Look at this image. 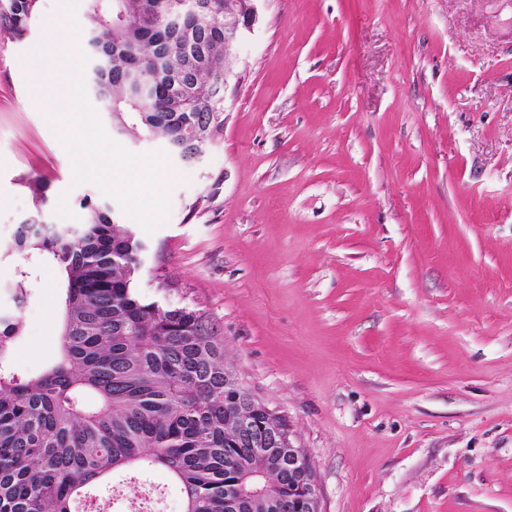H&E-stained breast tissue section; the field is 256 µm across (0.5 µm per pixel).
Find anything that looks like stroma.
Wrapping results in <instances>:
<instances>
[{
    "label": "stroma",
    "instance_id": "35a3bbf8",
    "mask_svg": "<svg viewBox=\"0 0 512 512\" xmlns=\"http://www.w3.org/2000/svg\"><path fill=\"white\" fill-rule=\"evenodd\" d=\"M58 0H42L43 20ZM224 134L167 157L147 246L174 303L288 421L323 512H512V0H260ZM0 42V310L41 176L80 224L72 157ZM14 365L58 354L62 278L34 268Z\"/></svg>",
    "mask_w": 512,
    "mask_h": 512
}]
</instances>
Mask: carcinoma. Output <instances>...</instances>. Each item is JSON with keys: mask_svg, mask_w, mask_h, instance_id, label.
Listing matches in <instances>:
<instances>
[{"mask_svg": "<svg viewBox=\"0 0 512 512\" xmlns=\"http://www.w3.org/2000/svg\"><path fill=\"white\" fill-rule=\"evenodd\" d=\"M208 2L204 26L218 30L224 0ZM40 12L41 0H0V41L25 38ZM85 12L99 34L98 93L127 135L166 139L188 161L223 135L224 105L170 104L176 82H224L220 40L191 46L197 63L168 53L184 23L174 0H85ZM131 68L155 75L144 102L125 92ZM26 186L37 204L15 245L63 268V321L57 361L37 375L14 367L9 348L22 337L32 278L18 270L14 311L0 313V512H94L78 509L84 493L129 469L165 470L184 512H280L288 478L279 449L224 434L225 416L256 425L260 416L224 406V341L210 317L138 292L143 243L111 206L87 200L84 222L60 227L47 220L45 185L29 176Z\"/></svg>", "mask_w": 512, "mask_h": 512, "instance_id": "carcinoma-1", "label": "carcinoma"}]
</instances>
